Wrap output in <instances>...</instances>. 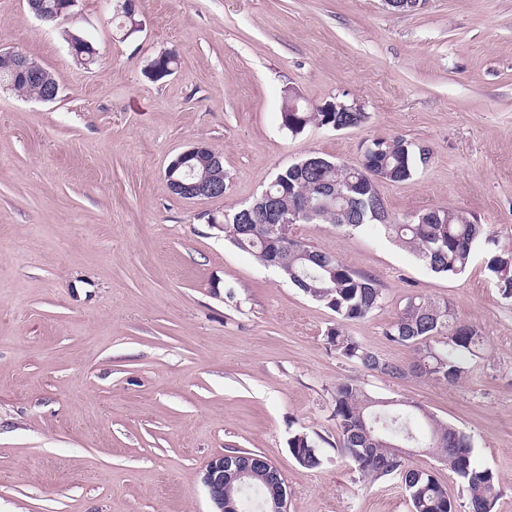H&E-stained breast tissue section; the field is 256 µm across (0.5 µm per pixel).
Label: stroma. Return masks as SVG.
I'll list each match as a JSON object with an SVG mask.
<instances>
[{
  "instance_id": "obj_1",
  "label": "stroma",
  "mask_w": 512,
  "mask_h": 512,
  "mask_svg": "<svg viewBox=\"0 0 512 512\" xmlns=\"http://www.w3.org/2000/svg\"><path fill=\"white\" fill-rule=\"evenodd\" d=\"M110 0L37 20L0 0V49L57 80L44 103L0 89V512H211L202 470L235 450L267 457L288 512H411L399 477L359 482L340 450L332 394L348 380L418 417L453 425L496 477L494 512H512V301L487 269L512 253V0H137V32ZM97 50L86 66L66 31ZM172 75H150L158 56ZM359 105L345 130L280 125L288 97ZM400 135L431 159L378 191L397 219L461 208L494 241L466 270L433 273L364 228L296 224L300 241L371 274L381 306L349 335L404 364L392 380L325 344L333 311L225 239L214 215L250 203L277 172L315 153L352 164ZM204 144L224 160V195L184 199L165 171ZM448 302L487 344L443 384L415 370L385 329L409 297ZM303 432L327 457H292ZM457 512L461 480L423 448Z\"/></svg>"
}]
</instances>
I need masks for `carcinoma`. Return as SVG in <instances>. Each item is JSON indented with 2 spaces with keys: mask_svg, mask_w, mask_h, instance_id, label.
I'll return each mask as SVG.
<instances>
[{
  "mask_svg": "<svg viewBox=\"0 0 512 512\" xmlns=\"http://www.w3.org/2000/svg\"><path fill=\"white\" fill-rule=\"evenodd\" d=\"M15 93L37 97L45 86L32 79L18 80L10 87ZM363 112H344L330 102L305 112L281 111L282 126L299 134L315 124L344 130L361 125ZM430 161V151L402 136L373 142L355 165L332 162L314 156L311 165L292 164L280 170L264 194L257 197L246 223H239L240 211L223 215L224 236L238 249L268 262L305 296L336 313L338 322L325 334V342L344 359L391 379H402L407 369L382 358L347 334L345 324L362 320L384 300V288L373 275L357 273L336 256L307 245L292 235L289 224H269L265 219V197L276 199L284 211L311 210L298 224H332L358 230L370 227L411 250L437 274H459L471 260L474 245L484 234V225L468 212L437 206L420 212L406 222H397L383 202L381 182L403 183ZM488 270L496 279L500 294L512 299V254L495 256ZM384 336L396 344L413 348L419 359L415 368L434 380L454 384L461 377L460 357L483 350L485 337L478 329L453 317L448 302L412 297ZM392 402L373 397L361 386L343 381L332 396V416L340 433L344 455L353 464L359 479L376 482L397 475L409 496L412 512H456L447 487L429 470L414 468L408 459L396 457L392 446L428 448L467 486L469 512H494L495 476L478 468L472 459L467 437L455 427L429 418L430 429L420 432L412 416L390 408ZM295 461L304 469H317L325 456L306 433L294 434L288 442ZM237 459L256 465L249 487L235 482L224 485V502L236 504L238 512H258L256 503L272 509L271 485L279 496L286 495L282 480L272 483L271 469L262 456L237 452Z\"/></svg>",
  "mask_w": 512,
  "mask_h": 512,
  "instance_id": "obj_1",
  "label": "carcinoma"
}]
</instances>
